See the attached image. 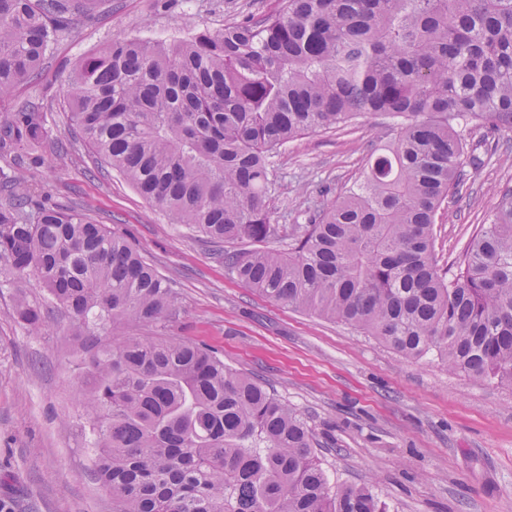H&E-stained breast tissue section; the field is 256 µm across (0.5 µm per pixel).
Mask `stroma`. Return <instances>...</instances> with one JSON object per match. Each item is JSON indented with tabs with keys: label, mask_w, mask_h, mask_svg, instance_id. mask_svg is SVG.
<instances>
[{
	"label": "stroma",
	"mask_w": 512,
	"mask_h": 512,
	"mask_svg": "<svg viewBox=\"0 0 512 512\" xmlns=\"http://www.w3.org/2000/svg\"><path fill=\"white\" fill-rule=\"evenodd\" d=\"M277 0H102L55 45L39 89L54 105L43 167L22 166L27 187L85 211L124 235L164 276L179 307L162 333L208 345L230 368L265 384L313 433L331 485L374 484L392 512H512V385L452 372L433 354L408 359L352 327L269 301L239 282L215 248L168 222L117 173L98 170L60 110L78 60L118 37L168 39L216 31L272 11ZM387 125L359 119L311 133L270 159L271 205L287 229L310 223L358 177ZM467 190L436 217L439 264L450 269L496 193L512 185V132L486 136ZM51 310L52 333L29 335L19 300ZM83 329L32 283L0 290V505L19 512H112L91 474V436L77 383L90 357Z\"/></svg>",
	"instance_id": "stroma-1"
}]
</instances>
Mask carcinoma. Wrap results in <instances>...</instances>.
I'll list each match as a JSON object with an SVG mask.
<instances>
[{"label":"carcinoma","mask_w":512,"mask_h":512,"mask_svg":"<svg viewBox=\"0 0 512 512\" xmlns=\"http://www.w3.org/2000/svg\"><path fill=\"white\" fill-rule=\"evenodd\" d=\"M101 0H0V288L34 281L80 328L132 333L93 353L78 397L112 512H388L329 483L300 414L216 352L144 338L175 292L122 235L36 198L12 175L45 163L41 64ZM68 120L171 224L224 244V267L270 301L340 321L403 356L512 383V187L447 278L435 218L467 185L464 120L512 131V0H278L188 41L113 39L71 70ZM367 115L397 121L361 180L299 224L269 205L271 154ZM250 240L262 247L242 251ZM31 335L44 309L21 302Z\"/></svg>","instance_id":"carcinoma-1"}]
</instances>
